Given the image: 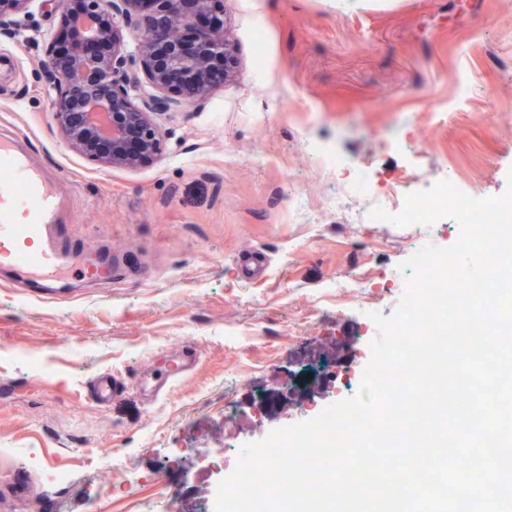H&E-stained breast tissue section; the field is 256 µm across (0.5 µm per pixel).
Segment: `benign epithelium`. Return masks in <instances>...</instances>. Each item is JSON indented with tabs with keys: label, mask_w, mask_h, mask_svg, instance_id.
I'll return each instance as SVG.
<instances>
[{
	"label": "benign epithelium",
	"mask_w": 512,
	"mask_h": 512,
	"mask_svg": "<svg viewBox=\"0 0 512 512\" xmlns=\"http://www.w3.org/2000/svg\"><path fill=\"white\" fill-rule=\"evenodd\" d=\"M31 2L0 0V30L16 33ZM60 10L43 75L51 112L66 147L106 170L158 154L153 116L205 101L236 68L224 0H62Z\"/></svg>",
	"instance_id": "benign-epithelium-1"
}]
</instances>
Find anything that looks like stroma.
I'll return each mask as SVG.
<instances>
[{"mask_svg": "<svg viewBox=\"0 0 512 512\" xmlns=\"http://www.w3.org/2000/svg\"><path fill=\"white\" fill-rule=\"evenodd\" d=\"M224 14L235 75L157 114L162 151L133 169H102L58 134L41 77L58 0H34L20 34L0 37V135L56 183L60 223L112 255L111 281L68 279L49 304L0 270V512H129L144 492L195 512L219 484L200 462L224 445L225 400L272 403L239 429L245 445L337 401L317 360L363 374L359 301L331 281L398 271L420 237L445 247L461 227L337 225L357 204L337 205L335 177L302 143L371 166L382 185L449 174L483 197L506 188L512 0H224ZM360 237L372 247L357 254ZM186 353L166 395L137 385ZM100 372L122 387L109 406L89 392ZM79 446L141 489L113 499ZM30 454L70 472L62 502Z\"/></svg>", "mask_w": 512, "mask_h": 512, "instance_id": "35a3bbf8", "label": "stroma"}]
</instances>
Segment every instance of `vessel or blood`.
Here are the masks:
<instances>
[{"instance_id": "1", "label": "vessel or blood", "mask_w": 512, "mask_h": 512, "mask_svg": "<svg viewBox=\"0 0 512 512\" xmlns=\"http://www.w3.org/2000/svg\"><path fill=\"white\" fill-rule=\"evenodd\" d=\"M56 185L15 142L0 141V262L25 275L40 299L79 272L87 281L112 277V259L89 256L66 242L56 219Z\"/></svg>"}]
</instances>
